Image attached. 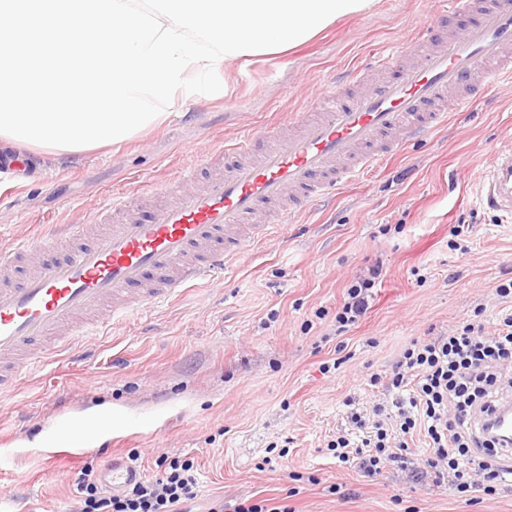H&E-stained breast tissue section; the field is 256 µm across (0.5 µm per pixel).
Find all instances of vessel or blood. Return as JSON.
<instances>
[{
	"label": "vessel or blood",
	"instance_id": "1",
	"mask_svg": "<svg viewBox=\"0 0 512 512\" xmlns=\"http://www.w3.org/2000/svg\"><path fill=\"white\" fill-rule=\"evenodd\" d=\"M460 27L415 23L408 52H381L340 81L294 128L256 146L252 134L210 151L223 166L202 187L194 168L175 181L172 202L138 213L127 196L16 241L0 260L20 263L49 249L61 256L0 283V396L31 369L78 348L83 337L164 305L237 262L252 245L284 236L306 212L399 156L404 146L447 125L461 103L483 99L490 77L512 80V0H456ZM372 80L366 93L354 84ZM480 201L512 216V149L494 154ZM272 219L259 223L263 211ZM139 476L110 462L103 480L120 489Z\"/></svg>",
	"mask_w": 512,
	"mask_h": 512
}]
</instances>
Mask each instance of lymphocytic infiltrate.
<instances>
[{"instance_id":"f902f5d3","label":"lymphocytic infiltrate","mask_w":512,"mask_h":512,"mask_svg":"<svg viewBox=\"0 0 512 512\" xmlns=\"http://www.w3.org/2000/svg\"><path fill=\"white\" fill-rule=\"evenodd\" d=\"M382 275L370 268L367 278L350 286L348 299L336 314L339 331H346L365 314L370 290ZM512 366V310H502L496 328L463 322L448 332L412 341L383 384L387 401L373 407L372 419L350 413L348 422L357 437L342 433L327 448L338 462L353 464L371 477L390 464L411 468L414 478L434 476L450 480L457 493L482 490L497 494L505 473L492 452H479L470 429L476 411L491 410ZM423 434L430 456L413 465L409 438ZM158 476L141 478L120 492L103 488L93 467L78 477L75 512H191L198 493V468L191 459H157Z\"/></svg>"}]
</instances>
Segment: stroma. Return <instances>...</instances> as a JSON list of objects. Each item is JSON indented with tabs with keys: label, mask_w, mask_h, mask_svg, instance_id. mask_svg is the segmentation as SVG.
<instances>
[{
	"label": "stroma",
	"mask_w": 512,
	"mask_h": 512,
	"mask_svg": "<svg viewBox=\"0 0 512 512\" xmlns=\"http://www.w3.org/2000/svg\"><path fill=\"white\" fill-rule=\"evenodd\" d=\"M443 8L442 0H379L295 51L235 66L229 96L174 102L159 130L120 148L39 169L17 162L14 178L0 182V248L118 195L160 203L161 179L242 132L264 144L353 65L406 47L411 26ZM509 145L512 85L504 83L209 285L35 367L0 397V512H17L18 497L31 512H55L73 501L85 466L101 470L133 450L146 477L159 456L194 459L195 512L271 498L295 512H512V480L470 500L450 482L418 481L395 465L365 477L326 448L350 411L369 413L382 400L371 375H390L413 339L473 319L480 305L486 329L495 328L492 290L512 273V219L483 208L479 183L493 149ZM463 219L469 229L452 237ZM453 239L459 249L449 248ZM376 264L383 275L367 313L338 332L348 288ZM104 404L112 423L93 448L48 466L44 442ZM275 444L286 445L285 457L269 458Z\"/></svg>",
	"instance_id": "stroma-1"
}]
</instances>
